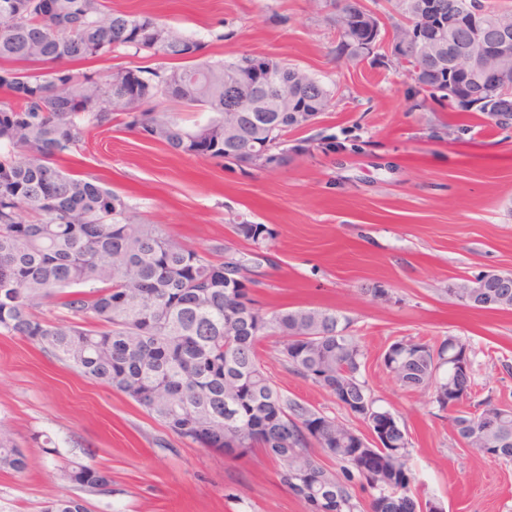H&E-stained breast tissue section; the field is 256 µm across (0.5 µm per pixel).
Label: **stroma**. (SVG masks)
I'll return each instance as SVG.
<instances>
[{
  "instance_id": "35a3bbf8",
  "label": "stroma",
  "mask_w": 512,
  "mask_h": 512,
  "mask_svg": "<svg viewBox=\"0 0 512 512\" xmlns=\"http://www.w3.org/2000/svg\"><path fill=\"white\" fill-rule=\"evenodd\" d=\"M158 16L200 41L206 57L288 60L335 92L315 124L290 133L272 173L176 154L119 126L86 130L74 174L128 196L136 221L203 248L231 239L237 218L275 229L267 306L322 307L350 321L365 354L361 378L407 430L411 488L444 512H512V462L454 436L429 393L401 387L382 356L404 336H449L471 351L473 394L512 403V311L478 310L448 294L459 279L512 271V127L423 100L392 63L337 59L325 0H103ZM335 136L324 151L321 139ZM261 361L288 397L339 419L325 390L289 373L272 343ZM348 419V418H347ZM0 421L29 467L0 472V512H43L71 486L78 460L110 472L89 512H308L257 454L233 459L183 442L124 395L91 382L20 336L0 335ZM52 440L56 454L43 451Z\"/></svg>"
}]
</instances>
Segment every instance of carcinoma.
Here are the masks:
<instances>
[{
    "instance_id": "1",
    "label": "carcinoma",
    "mask_w": 512,
    "mask_h": 512,
    "mask_svg": "<svg viewBox=\"0 0 512 512\" xmlns=\"http://www.w3.org/2000/svg\"><path fill=\"white\" fill-rule=\"evenodd\" d=\"M336 56L369 52L367 27L381 36V13L362 0H332ZM399 19L392 38L408 43L394 65L435 100L512 125V76L470 47L473 25L492 36L512 29V6L489 0H385ZM461 17L453 43L417 48L411 31L427 8ZM204 45L151 14L112 10L100 0H0V63L50 65L46 71L0 66V334L37 344L82 376L124 394L180 439L242 458L260 451L280 464L281 482L323 512H413L409 440L395 416L376 405L360 379L364 353L336 312L318 307L266 309L258 291L277 263L275 231L242 220L238 248L216 241L186 245L129 215L128 199L98 178H76L58 161L80 150L85 130L116 123L174 153L206 155L272 173L288 161V133L301 117L326 111L332 89L273 56L230 62L203 57ZM137 56L192 58L182 68L117 66L112 75L70 67L75 61ZM453 87V94L444 93ZM198 110L192 124L161 108ZM57 313V321L47 318ZM275 348L292 374L334 395L348 415L383 434V447L346 422L281 393L260 347ZM465 365L467 347L450 336L434 347L401 338L383 354L401 387L429 391L454 409L453 431L494 461L512 462V418L480 435L486 398L468 406L439 377L446 359ZM318 448L332 462L320 465ZM25 452L0 426V471L22 475ZM107 473L71 461L63 477L86 494L108 490ZM370 490L368 505L353 493ZM44 512H88L65 493Z\"/></svg>"
}]
</instances>
